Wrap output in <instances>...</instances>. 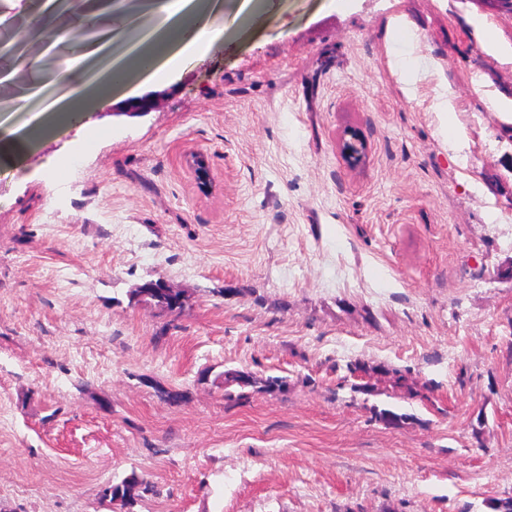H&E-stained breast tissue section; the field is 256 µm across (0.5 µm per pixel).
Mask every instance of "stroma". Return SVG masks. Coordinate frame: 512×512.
I'll list each match as a JSON object with an SVG mask.
<instances>
[{
  "mask_svg": "<svg viewBox=\"0 0 512 512\" xmlns=\"http://www.w3.org/2000/svg\"><path fill=\"white\" fill-rule=\"evenodd\" d=\"M0 168V507L493 512L512 498V13L275 0ZM410 26L408 69L386 23ZM452 98L467 138L437 110ZM368 140L350 169L336 142ZM203 154L200 182L192 157ZM162 280L178 315L130 304ZM360 364L359 372L348 369ZM234 368L286 378L227 398ZM182 393L164 400L162 390ZM398 413L395 422L375 409ZM475 30L480 33L485 48L492 53L512 58V45L501 43L494 30L487 24L483 18H473L470 20ZM438 110L441 116L443 133L448 136V141L458 144L463 139V129L457 120L452 100L444 95V98L438 104ZM133 487H138L134 494L130 492V488ZM108 489L111 490L109 495L106 494L107 489H104L101 495L100 504L102 506L109 507L114 501L120 500L123 507L131 509L141 500L143 493L152 491L153 486L133 472L120 482L108 486Z\"/></svg>",
  "mask_w": 512,
  "mask_h": 512,
  "instance_id": "1",
  "label": "stroma"
}]
</instances>
